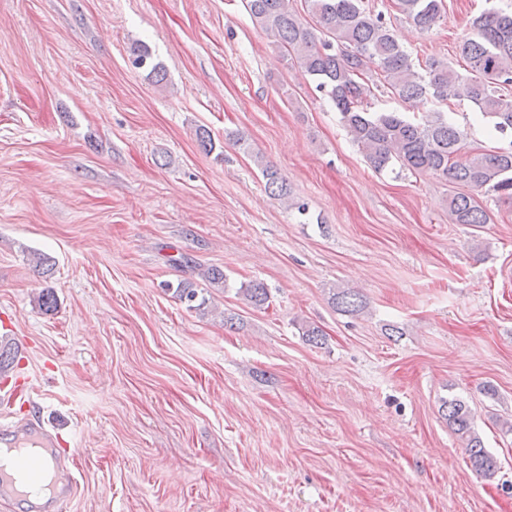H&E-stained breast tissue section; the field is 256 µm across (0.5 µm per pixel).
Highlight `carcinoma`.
Masks as SVG:
<instances>
[{"label": "carcinoma", "instance_id": "carcinoma-1", "mask_svg": "<svg viewBox=\"0 0 512 512\" xmlns=\"http://www.w3.org/2000/svg\"><path fill=\"white\" fill-rule=\"evenodd\" d=\"M310 22L289 7V0H245L253 22L285 49L289 61L317 82L335 106L352 142L376 170L399 166V171L428 173L452 185L467 188L448 197V216L454 224L478 226L490 217L480 196L512 200V99L503 90L512 85V12L487 9L475 17L459 45L467 73L434 61L420 73L398 34L382 14L363 6V0H307ZM400 12L421 32L441 20L443 0H396ZM131 63L146 69L155 82L165 80L163 67L149 49L136 45ZM388 89L404 103L431 101L445 105L467 99L482 117L492 121V134L505 142L497 150L471 149L467 133L448 113L424 112L411 118L401 112L374 111V89ZM270 196L291 198L288 182L269 163L258 164ZM198 277L213 286L226 284L216 266L197 267ZM166 290L198 309L205 304L190 281L166 285ZM239 293L254 307L269 303L264 283L251 281ZM336 309L351 315L363 312L367 302L359 292L339 288L332 294ZM448 427L457 435L474 471L485 478L497 473L498 461L485 448L473 425L469 405L458 398L443 401Z\"/></svg>", "mask_w": 512, "mask_h": 512}]
</instances>
